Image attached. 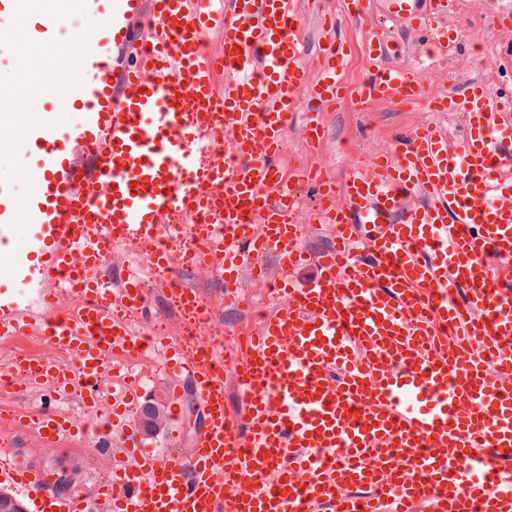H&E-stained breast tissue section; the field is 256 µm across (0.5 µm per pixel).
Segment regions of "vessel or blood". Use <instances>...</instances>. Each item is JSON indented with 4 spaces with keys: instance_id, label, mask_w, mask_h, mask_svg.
<instances>
[{
    "instance_id": "vessel-or-blood-1",
    "label": "vessel or blood",
    "mask_w": 512,
    "mask_h": 512,
    "mask_svg": "<svg viewBox=\"0 0 512 512\" xmlns=\"http://www.w3.org/2000/svg\"><path fill=\"white\" fill-rule=\"evenodd\" d=\"M65 2L70 19H109L72 59L46 50L61 29L43 0H0V15L25 14L31 30L26 55L0 57V68L44 61L65 80L36 95L37 110L81 115L75 126L29 116L0 125V150H23L34 166L25 197L0 181V233L30 228L24 252L0 251V337L20 330L33 299L53 316L46 338L69 357L24 360L22 381L65 393L78 367L94 411L105 369L141 356L144 342L116 311L145 307L142 276L128 271L116 287L92 276L113 246L185 233L203 242V264L220 244L228 305L241 297L243 270L267 280L268 250L288 268H316L300 287L277 280L282 305L236 350L242 411L225 407L211 342L171 346L169 368L189 373L206 423L187 465L137 451L120 461L101 489L111 512H412L417 502L430 512H512V287L502 277L512 269V93L474 83L436 101L435 111L464 115L457 148L427 124L341 181L298 168L295 184L318 193L302 220L293 190L267 189L281 179L273 158L288 125L300 122L306 144L319 147V110L345 92L335 19L322 20L313 80L301 0ZM375 4L434 45H454L452 31L436 28L451 0H351L347 21ZM216 28L218 52L206 46ZM365 39L372 64L359 97L414 99L419 72L384 66L389 44L370 30ZM219 131L221 156L210 151ZM308 222L335 225L330 248H303ZM149 261L178 281L174 253L158 249ZM64 285L81 304L61 315ZM74 430L54 413L39 420L47 443ZM49 480L0 457V485ZM32 512L84 507L44 498Z\"/></svg>"
}]
</instances>
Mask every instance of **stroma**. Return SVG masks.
<instances>
[{
    "instance_id": "1",
    "label": "stroma",
    "mask_w": 512,
    "mask_h": 512,
    "mask_svg": "<svg viewBox=\"0 0 512 512\" xmlns=\"http://www.w3.org/2000/svg\"><path fill=\"white\" fill-rule=\"evenodd\" d=\"M502 8L512 9V0H461L455 20L456 28L465 30L466 51L448 57L445 63L422 66L419 58L399 54L387 58L391 67H423L420 95L412 101L395 104L348 102L324 110L325 138L319 148H310L302 139L297 126L288 127L283 137L285 147L278 163L283 171L303 164L318 168L334 179L343 178L355 161L388 149L395 135L403 129L424 123L438 125L448 135L449 144H456L462 119L455 112L431 111V104L449 94H459L473 81L484 82L492 91H512V65H499V45L512 40V29L499 27L494 14ZM181 281L194 289L198 297L210 308L214 322L224 333L239 331L258 322L261 312L274 307L276 299L267 285L246 281L244 292L256 304V311L236 310L224 304V282L208 266L187 265L181 269ZM132 327L147 328L162 322L168 336L181 335L183 324L173 313L165 287L154 288L143 311L129 315ZM150 382L143 394L155 395L165 407L179 405L177 418L168 419L165 427L154 437L144 436L138 414H131V436H117L111 448L98 446L93 436L73 437L58 446L43 445L36 436L21 429L7 430L0 426V437L8 436L19 460L29 468L51 474L68 469L73 478L72 496L87 499L92 512H107V505L96 497V489L110 469L109 451H120L129 443L142 448L164 451L172 458H180L189 448L195 432L204 423V412L197 400L193 385L182 381L180 400L171 397L172 378L156 369L149 372Z\"/></svg>"
}]
</instances>
